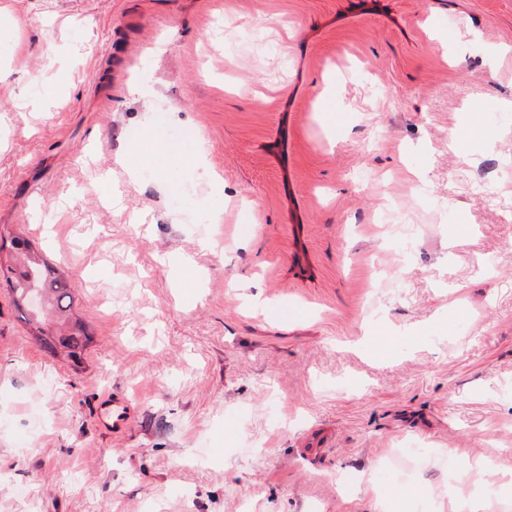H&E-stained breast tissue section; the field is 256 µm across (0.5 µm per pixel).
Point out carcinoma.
<instances>
[{
  "label": "carcinoma",
  "mask_w": 512,
  "mask_h": 512,
  "mask_svg": "<svg viewBox=\"0 0 512 512\" xmlns=\"http://www.w3.org/2000/svg\"><path fill=\"white\" fill-rule=\"evenodd\" d=\"M12 263L4 271L22 320L50 353L75 360L87 346L85 324L72 312L67 280L42 269L40 256L22 239H11Z\"/></svg>",
  "instance_id": "obj_1"
}]
</instances>
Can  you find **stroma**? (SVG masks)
I'll list each match as a JSON object with an SVG mask.
<instances>
[{
  "label": "stroma",
  "instance_id": "obj_1",
  "mask_svg": "<svg viewBox=\"0 0 512 512\" xmlns=\"http://www.w3.org/2000/svg\"><path fill=\"white\" fill-rule=\"evenodd\" d=\"M0 15V231L91 334L49 354L0 282V512H512V0ZM147 127L177 179L122 171Z\"/></svg>",
  "mask_w": 512,
  "mask_h": 512
}]
</instances>
